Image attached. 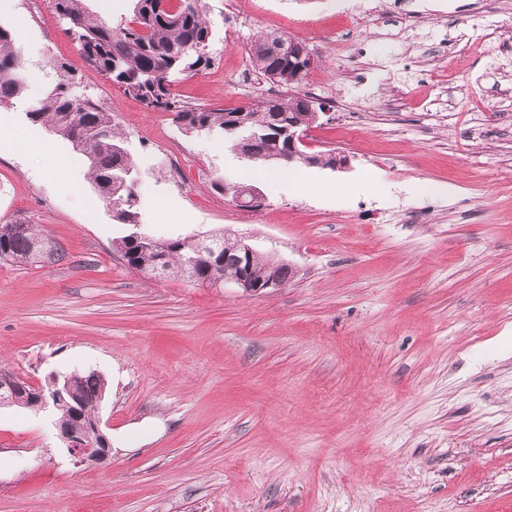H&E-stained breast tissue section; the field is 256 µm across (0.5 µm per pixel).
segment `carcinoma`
<instances>
[{
    "label": "carcinoma",
    "instance_id": "obj_1",
    "mask_svg": "<svg viewBox=\"0 0 512 512\" xmlns=\"http://www.w3.org/2000/svg\"><path fill=\"white\" fill-rule=\"evenodd\" d=\"M54 10L66 21L67 31L87 63L112 84L147 108L169 112L187 134L220 135L230 148L254 165L260 155L288 154V137L266 140L274 127L286 128L296 120L310 127L317 122L314 110L299 92L300 84L284 77L288 60L271 49L286 40L278 33H260L251 42L249 56L255 70L284 87L286 93L240 109L237 115L222 108H196L180 104L171 86L177 76L208 67L212 31L203 18L201 0H133V18L112 26L87 14L86 0H53ZM57 78L26 118L69 141L87 160L92 183L100 200L112 206L121 224L139 223L140 195L135 185L136 163L127 147V136L112 113L94 97L79 93L62 62H53ZM27 86L25 68L15 49L12 31L0 24V107L21 97ZM336 152L306 153L303 158L279 163L286 170L295 164L336 169ZM219 251L204 250L202 240L156 239L147 233H130L115 241V250L126 265L141 273L156 270L205 284L212 279H234L239 273L235 242L230 235L216 236ZM43 238L34 224L0 225V261L11 266L56 263L65 253L44 252ZM196 263L187 265L188 260ZM106 389L105 379L93 372L74 373L63 397L52 407L54 421L93 437L87 429L95 411L94 399Z\"/></svg>",
    "mask_w": 512,
    "mask_h": 512
}]
</instances>
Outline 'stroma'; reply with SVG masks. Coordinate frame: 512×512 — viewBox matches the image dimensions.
Returning <instances> with one entry per match:
<instances>
[{
    "mask_svg": "<svg viewBox=\"0 0 512 512\" xmlns=\"http://www.w3.org/2000/svg\"><path fill=\"white\" fill-rule=\"evenodd\" d=\"M363 2L202 0L214 62L178 98L281 93L248 47L284 34L317 58L308 151L349 160L296 165L247 211L212 186L248 166L223 138L89 67L52 0H0L27 71L65 62L125 132L142 232L229 230L292 269L265 295L129 268L131 225L27 120L29 85L0 110V224L38 225L66 258L0 263V367L102 375L113 452L76 464L50 417L0 409V512H512V0Z\"/></svg>",
    "mask_w": 512,
    "mask_h": 512,
    "instance_id": "1",
    "label": "stroma"
}]
</instances>
